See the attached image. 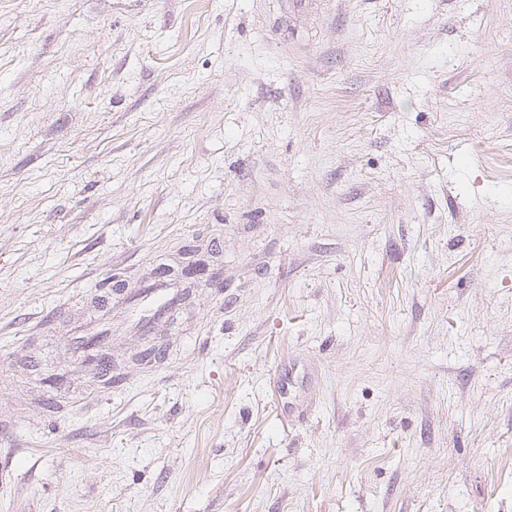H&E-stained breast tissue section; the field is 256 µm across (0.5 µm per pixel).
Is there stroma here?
<instances>
[{"mask_svg":"<svg viewBox=\"0 0 512 512\" xmlns=\"http://www.w3.org/2000/svg\"><path fill=\"white\" fill-rule=\"evenodd\" d=\"M509 453L512 0H0V512H512ZM182 293L174 288H169L163 283L154 284L149 288L140 289L127 297L130 302L143 308L136 328L143 334L151 327L152 321L159 316H169L176 311L181 304ZM90 338H96L95 346L86 344V340ZM105 338L106 336L100 333H94L92 335L83 336L81 338L74 337L71 340V347L73 350L76 351L79 357L84 358V361L86 362L89 370L96 376H105L102 374H106V372H108V366L101 360H98L96 358V354L94 353V351L97 352V349L101 348V346L104 344Z\"/></svg>","mask_w":512,"mask_h":512,"instance_id":"1","label":"stroma"}]
</instances>
